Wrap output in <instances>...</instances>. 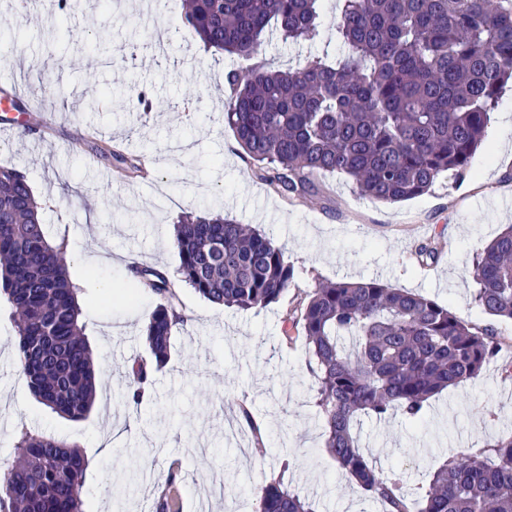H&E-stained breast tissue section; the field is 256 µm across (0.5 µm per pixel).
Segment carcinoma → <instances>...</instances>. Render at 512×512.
I'll use <instances>...</instances> for the list:
<instances>
[{"label": "carcinoma", "mask_w": 512, "mask_h": 512, "mask_svg": "<svg viewBox=\"0 0 512 512\" xmlns=\"http://www.w3.org/2000/svg\"><path fill=\"white\" fill-rule=\"evenodd\" d=\"M180 20L206 49L249 62L225 74L224 124L255 176L289 200L319 193L312 177L324 172L347 175L355 193L377 201L425 194L443 174L466 170L512 80V0H337L339 58L310 55L286 70L261 57L262 45L273 33L316 42L322 0H185ZM91 149L141 172L110 146ZM172 246L181 281L216 305L267 307L295 282L282 248L219 212L177 216ZM65 248L49 241L25 172L0 164V298L13 310L17 362L38 403L78 421L92 410L96 367ZM442 249L437 235L415 256L426 264ZM131 273L161 300L144 329L151 364L129 371L141 384L169 360L181 316L166 272ZM470 275L477 305L512 320V226L476 254ZM285 322L306 340L325 448L384 512H512L511 437L490 460H434L425 491L413 492L398 468L376 470L357 434L366 414L417 424L434 395L479 377L499 350L490 329L377 280L318 283ZM237 418L263 442L249 408ZM17 447L21 459L0 480V512H83L87 461L76 446L25 431ZM257 501V512H315L282 474Z\"/></svg>", "instance_id": "cac0c4a2"}]
</instances>
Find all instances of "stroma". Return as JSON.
I'll return each instance as SVG.
<instances>
[{"label": "stroma", "instance_id": "35a3bbf8", "mask_svg": "<svg viewBox=\"0 0 512 512\" xmlns=\"http://www.w3.org/2000/svg\"><path fill=\"white\" fill-rule=\"evenodd\" d=\"M51 4L39 0L26 13L0 0V44L11 48L0 69L25 83L35 106L7 112L0 163L26 172L50 241L67 244L69 276L83 288L96 399L78 422L33 399L16 361L15 324L0 302V471L14 463L28 431L77 446L88 460L84 512H153L173 467L181 472L170 490L174 512H254L257 492L282 470L316 512H382L327 452L305 344L284 332L293 296L321 280L376 279L421 293L491 329L500 344L478 379L429 400L421 424L398 414L362 417L360 442L379 467H399L414 489L426 484L435 457L486 454L512 437V322L477 307L467 274L476 253L512 224V163L493 160L487 143L465 173H447L410 200L359 196L336 173L315 175L319 193L288 202L251 174L224 124V73L238 67L237 57L207 51L189 35L179 23L181 0H72L61 25ZM144 85L154 93L146 114L130 105ZM44 105L67 118L46 128L31 152L23 131L40 124ZM91 131L147 158L151 181L116 169L102 182L95 156L60 150ZM209 209L265 230L293 262L295 284L280 303L243 311L177 282L182 321L170 358L151 372L140 404L130 405L129 368L149 357L143 330L159 299L144 288L135 302L124 298L128 261L175 277L173 224L182 211ZM436 234L440 257L419 264L416 245ZM92 278L102 287L89 292ZM242 404L265 429L264 444L242 430L226 436Z\"/></svg>", "mask_w": 512, "mask_h": 512}]
</instances>
